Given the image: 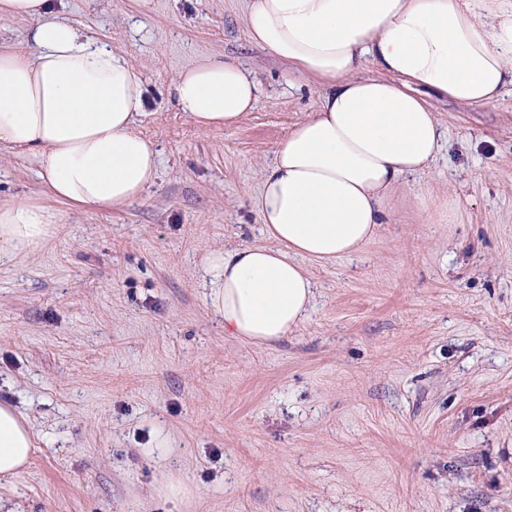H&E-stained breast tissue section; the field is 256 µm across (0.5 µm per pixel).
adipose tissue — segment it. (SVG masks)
<instances>
[{
  "label": "adipose tissue",
  "mask_w": 512,
  "mask_h": 512,
  "mask_svg": "<svg viewBox=\"0 0 512 512\" xmlns=\"http://www.w3.org/2000/svg\"><path fill=\"white\" fill-rule=\"evenodd\" d=\"M33 20V51L0 46V153L41 163L48 193L82 207L143 197L159 154L137 133L146 90L111 44L79 34L50 0H0V19ZM251 44L325 83L317 109L278 145L255 209L272 246L208 252L207 303L233 338L271 345L305 318L312 283L300 258L359 251L407 176L431 170L444 129L432 98L471 107L512 92V0H246ZM377 76L364 75L366 66ZM204 128L235 124L260 83L239 61L205 59L172 82ZM57 215L35 201L0 200V259L46 243ZM34 447L20 413L0 404V476Z\"/></svg>",
  "instance_id": "1"
}]
</instances>
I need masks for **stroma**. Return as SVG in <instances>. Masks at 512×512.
<instances>
[{
  "label": "stroma",
  "instance_id": "stroma-1",
  "mask_svg": "<svg viewBox=\"0 0 512 512\" xmlns=\"http://www.w3.org/2000/svg\"><path fill=\"white\" fill-rule=\"evenodd\" d=\"M142 73L134 129L161 154L144 197L82 209L41 165L0 156V198L59 212L39 251L0 265V402L28 420L0 512H512V95L433 110L435 166L385 202L359 252L302 259L308 317L270 347L226 336L208 251L267 244L254 206L323 83L252 46L244 0H53ZM230 57L255 108L205 130L176 74ZM190 491L166 493L169 479Z\"/></svg>",
  "mask_w": 512,
  "mask_h": 512
}]
</instances>
